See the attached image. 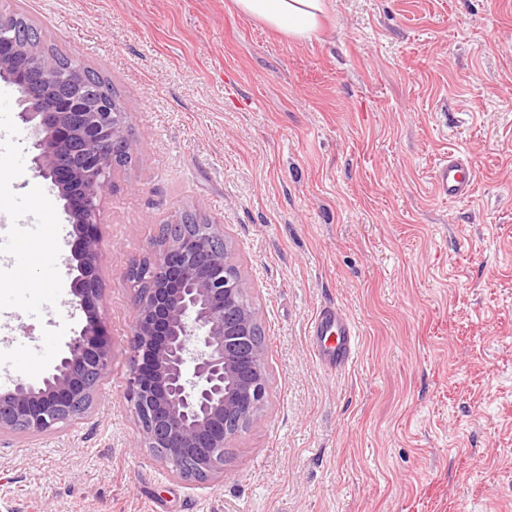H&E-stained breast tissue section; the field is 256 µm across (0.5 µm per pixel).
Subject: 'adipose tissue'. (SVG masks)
<instances>
[{
	"mask_svg": "<svg viewBox=\"0 0 512 512\" xmlns=\"http://www.w3.org/2000/svg\"><path fill=\"white\" fill-rule=\"evenodd\" d=\"M236 10L295 41L320 29L326 0H233Z\"/></svg>",
	"mask_w": 512,
	"mask_h": 512,
	"instance_id": "ef3b65f1",
	"label": "adipose tissue"
}]
</instances>
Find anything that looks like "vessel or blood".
I'll return each mask as SVG.
<instances>
[{
  "mask_svg": "<svg viewBox=\"0 0 512 512\" xmlns=\"http://www.w3.org/2000/svg\"><path fill=\"white\" fill-rule=\"evenodd\" d=\"M478 171L463 153L452 152L440 159L434 171L433 190L444 199L468 197L475 186ZM312 349L325 368H345L354 359L359 346L357 326L341 309L322 307L310 324Z\"/></svg>",
  "mask_w": 512,
  "mask_h": 512,
  "instance_id": "b4317fda",
  "label": "vessel or blood"
}]
</instances>
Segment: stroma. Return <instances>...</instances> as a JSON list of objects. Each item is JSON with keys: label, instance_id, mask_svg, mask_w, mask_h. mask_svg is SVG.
Returning <instances> with one entry per match:
<instances>
[{"label": "stroma", "instance_id": "stroma-1", "mask_svg": "<svg viewBox=\"0 0 512 512\" xmlns=\"http://www.w3.org/2000/svg\"><path fill=\"white\" fill-rule=\"evenodd\" d=\"M1 12L111 80L133 151L99 201L112 370L84 416L0 433V512H512V0H328L302 42L231 0ZM19 98L0 78V235L34 242L0 260V363L35 382L88 314L70 305L78 237L31 168ZM451 151L482 172L463 200L432 192ZM186 211L223 224L270 373L205 481L140 448L125 398L126 269ZM327 304L360 333L337 373L309 337Z\"/></svg>", "mask_w": 512, "mask_h": 512}]
</instances>
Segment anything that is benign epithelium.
I'll return each mask as SVG.
<instances>
[{
  "label": "benign epithelium",
  "mask_w": 512,
  "mask_h": 512,
  "mask_svg": "<svg viewBox=\"0 0 512 512\" xmlns=\"http://www.w3.org/2000/svg\"><path fill=\"white\" fill-rule=\"evenodd\" d=\"M19 19H0V77L24 90L55 83L47 55L6 34ZM18 118L34 137L35 175L51 182L80 236L74 254L72 305L86 309L100 297L99 198L111 185L117 147L131 149L126 113L103 99L77 111L69 97H25ZM163 244L135 260L127 279L137 288L129 347L127 401L141 447L185 480L224 471L225 449L247 430L267 400L268 364L255 339L261 323L250 285L230 260L224 225H160ZM112 368V344L91 316L41 381L21 378L0 397V433L41 434L77 419L92 406Z\"/></svg>",
  "instance_id": "obj_1"
}]
</instances>
